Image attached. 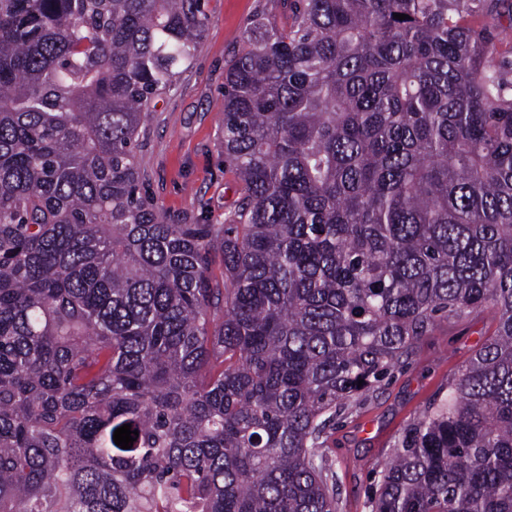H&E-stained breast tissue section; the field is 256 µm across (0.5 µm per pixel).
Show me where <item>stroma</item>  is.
I'll list each match as a JSON object with an SVG mask.
<instances>
[{
	"mask_svg": "<svg viewBox=\"0 0 512 512\" xmlns=\"http://www.w3.org/2000/svg\"><path fill=\"white\" fill-rule=\"evenodd\" d=\"M206 35L177 84L148 105L139 151L142 193L172 218L220 224L239 184L224 161L221 118L224 71L242 43L246 21L266 11L283 16L277 0H205ZM496 328L492 312L459 320L424 337L406 367L341 419L331 437V460L341 491L340 512H370L369 500L386 458L404 428ZM372 426L363 437V426Z\"/></svg>",
	"mask_w": 512,
	"mask_h": 512,
	"instance_id": "stroma-1",
	"label": "stroma"
}]
</instances>
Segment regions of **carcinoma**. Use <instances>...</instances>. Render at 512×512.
<instances>
[{
  "mask_svg": "<svg viewBox=\"0 0 512 512\" xmlns=\"http://www.w3.org/2000/svg\"><path fill=\"white\" fill-rule=\"evenodd\" d=\"M283 2L224 75L239 198L175 224L137 149L205 0H0V512H339L336 424L488 307L371 512H512V0Z\"/></svg>",
  "mask_w": 512,
  "mask_h": 512,
  "instance_id": "carcinoma-1",
  "label": "carcinoma"
}]
</instances>
